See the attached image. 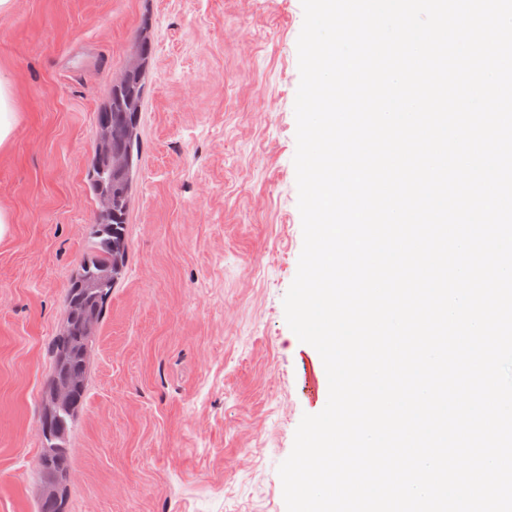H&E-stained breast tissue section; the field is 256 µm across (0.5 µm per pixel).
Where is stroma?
Segmentation results:
<instances>
[{"label":"stroma","instance_id":"stroma-1","mask_svg":"<svg viewBox=\"0 0 512 512\" xmlns=\"http://www.w3.org/2000/svg\"><path fill=\"white\" fill-rule=\"evenodd\" d=\"M301 0H14L0 76V512H36L42 393L91 256L96 122L151 57L65 512H286L279 465L326 400L283 299L303 247L294 155ZM18 121L11 85L0 77V145L11 137Z\"/></svg>","mask_w":512,"mask_h":512}]
</instances>
